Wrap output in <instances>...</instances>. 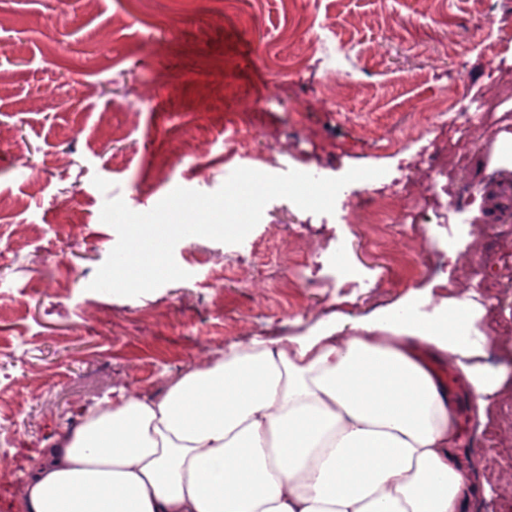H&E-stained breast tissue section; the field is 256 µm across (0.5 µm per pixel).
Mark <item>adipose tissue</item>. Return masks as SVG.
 Wrapping results in <instances>:
<instances>
[{
    "instance_id": "adipose-tissue-1",
    "label": "adipose tissue",
    "mask_w": 512,
    "mask_h": 512,
    "mask_svg": "<svg viewBox=\"0 0 512 512\" xmlns=\"http://www.w3.org/2000/svg\"><path fill=\"white\" fill-rule=\"evenodd\" d=\"M468 297L421 317L389 311L344 335L254 339L85 409L32 456L21 512H465L449 364L487 418L503 376Z\"/></svg>"
}]
</instances>
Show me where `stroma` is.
<instances>
[{
    "mask_svg": "<svg viewBox=\"0 0 512 512\" xmlns=\"http://www.w3.org/2000/svg\"><path fill=\"white\" fill-rule=\"evenodd\" d=\"M340 70L347 90L328 92ZM512 132V0H0V488L84 407L153 392L254 338L350 334L385 311L427 314L464 289L483 312L492 371L512 366V169L489 166ZM448 177L414 224H371L365 200L417 181L421 153ZM239 167L339 177L315 214L279 198L239 244L177 243L189 279L136 297L89 290L118 236L106 200L135 212L176 187L217 191ZM461 223L444 221L451 198ZM365 288H347L345 267ZM454 393L458 459L489 480L468 512H512V377Z\"/></svg>",
    "mask_w": 512,
    "mask_h": 512,
    "instance_id": "35a3bbf8",
    "label": "stroma"
}]
</instances>
